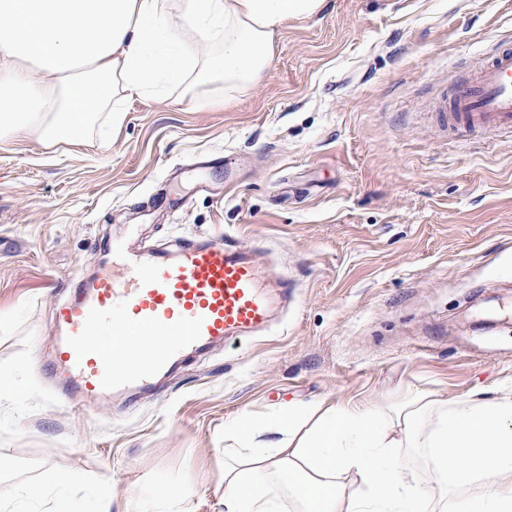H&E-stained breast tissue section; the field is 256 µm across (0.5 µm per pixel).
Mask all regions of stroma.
<instances>
[{
	"mask_svg": "<svg viewBox=\"0 0 512 512\" xmlns=\"http://www.w3.org/2000/svg\"><path fill=\"white\" fill-rule=\"evenodd\" d=\"M512 36V0H328L224 106L141 98L107 145L0 141V512H94L175 483L224 493V424L288 401L512 388V139L448 135L454 67ZM184 201L168 214L152 197ZM137 225L265 250L296 291L257 339L127 409L74 413L42 371L74 273ZM57 472L75 482L44 486Z\"/></svg>",
	"mask_w": 512,
	"mask_h": 512,
	"instance_id": "1",
	"label": "stroma"
}]
</instances>
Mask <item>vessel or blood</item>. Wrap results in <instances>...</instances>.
<instances>
[{
	"label": "vessel or blood",
	"instance_id": "obj_1",
	"mask_svg": "<svg viewBox=\"0 0 512 512\" xmlns=\"http://www.w3.org/2000/svg\"><path fill=\"white\" fill-rule=\"evenodd\" d=\"M439 113L449 131L512 138V47L452 78ZM113 269L76 275L55 304L45 361L62 395L92 405L153 392L195 352L266 332L275 303L252 251L182 238L175 250L112 241Z\"/></svg>",
	"mask_w": 512,
	"mask_h": 512
}]
</instances>
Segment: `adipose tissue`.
Segmentation results:
<instances>
[{"label":"adipose tissue","instance_id":"obj_1","mask_svg":"<svg viewBox=\"0 0 512 512\" xmlns=\"http://www.w3.org/2000/svg\"><path fill=\"white\" fill-rule=\"evenodd\" d=\"M327 0H0V141L107 144L126 104H223ZM417 451L434 475L404 465ZM223 512H512V392L291 402L224 426Z\"/></svg>","mask_w":512,"mask_h":512}]
</instances>
